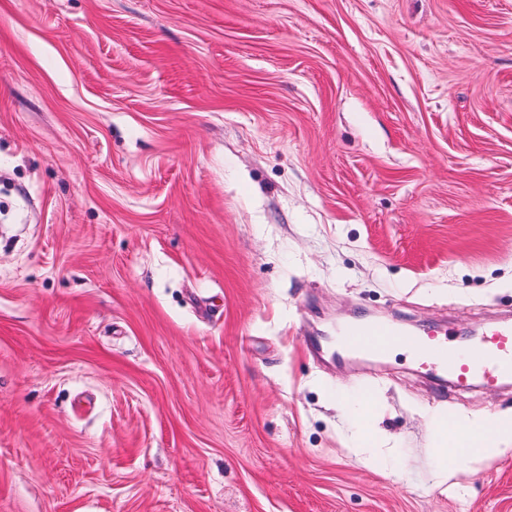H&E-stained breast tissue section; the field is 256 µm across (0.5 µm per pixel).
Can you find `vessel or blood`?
I'll use <instances>...</instances> for the list:
<instances>
[{"label": "vessel or blood", "mask_w": 512, "mask_h": 512, "mask_svg": "<svg viewBox=\"0 0 512 512\" xmlns=\"http://www.w3.org/2000/svg\"><path fill=\"white\" fill-rule=\"evenodd\" d=\"M401 344L414 363L438 377H451L455 386L465 388L479 381L492 386L512 376V324L487 329L466 350H459L438 333L414 334L396 324H348L336 332V352L385 355Z\"/></svg>", "instance_id": "b4317fda"}]
</instances>
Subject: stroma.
I'll list each match as a JSON object with an SVG mask.
<instances>
[{
	"mask_svg": "<svg viewBox=\"0 0 512 512\" xmlns=\"http://www.w3.org/2000/svg\"><path fill=\"white\" fill-rule=\"evenodd\" d=\"M370 317L512 319V0H0V512H512Z\"/></svg>",
	"mask_w": 512,
	"mask_h": 512,
	"instance_id": "stroma-1",
	"label": "stroma"
}]
</instances>
